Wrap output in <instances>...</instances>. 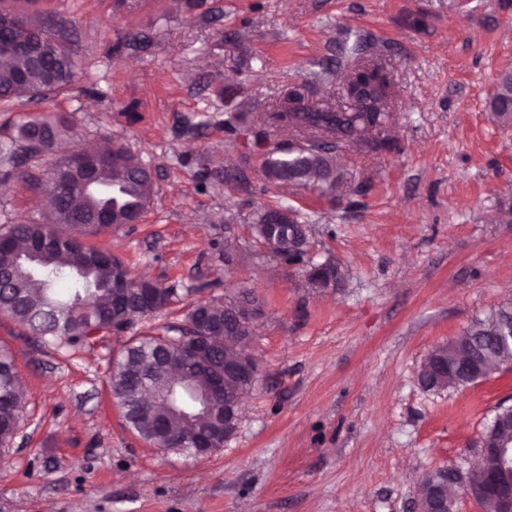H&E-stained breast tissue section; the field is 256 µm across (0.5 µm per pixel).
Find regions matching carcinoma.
<instances>
[{
  "label": "carcinoma",
  "mask_w": 512,
  "mask_h": 512,
  "mask_svg": "<svg viewBox=\"0 0 512 512\" xmlns=\"http://www.w3.org/2000/svg\"><path fill=\"white\" fill-rule=\"evenodd\" d=\"M17 17L36 36L46 57L45 64L34 66L23 54L0 55V102H29L49 99L66 91L77 80L73 46L76 21L50 13L32 14L26 8L0 6V25ZM389 79L383 66H363L349 81L346 95L351 106L337 110L325 103H310L297 89H291L268 119L275 124L284 119L306 135L310 147L293 159L274 149L265 164L266 179L283 183L293 169L291 183L334 195L342 189L341 176L333 157L315 143L332 139L335 143L356 140L376 148H389L390 142L377 138L388 120ZM512 72L496 81L487 107L497 118L512 123ZM69 118H52L41 112H28L16 124L8 142L0 143V154L18 171V178L32 186L54 181L70 166L86 164L99 183L115 189L112 197H99L75 185L52 197L50 222L28 221L0 229V314H5L27 329L44 344L75 345L87 341L96 330L106 336L132 327L169 305L175 289L160 287L153 304L138 306L140 289L145 284L129 266L112 252L88 246L83 238L107 232L142 215L154 197V181L148 168L121 142L106 152L109 163H96L89 152L74 146L65 156L52 158L40 175L22 171L32 158L51 155L63 139L76 140ZM130 275L128 288L118 297L112 291V261ZM258 305L248 289L231 302H214L202 310L201 336L211 337L207 363L192 361L185 355L184 329L175 336L144 335L131 337L119 355L112 359L109 384L114 403L123 411L129 429L151 444L164 445V451L186 454L196 447V431H210L218 437L233 435L237 421L232 406L244 400L254 387L239 379L224 383V397L203 401L215 375L224 365V356L234 348L224 344V328H232L241 339L254 330L239 320L241 305ZM512 309H494L475 320L458 341L460 348H436L448 360V373L441 385L464 387L512 365V346L495 344L494 331ZM22 411V395L10 352L0 349V444L10 441L17 431Z\"/></svg>",
  "instance_id": "cac0c4a2"
}]
</instances>
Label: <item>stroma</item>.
I'll list each match as a JSON object with an SVG mask.
<instances>
[{
  "instance_id": "35a3bbf8",
  "label": "stroma",
  "mask_w": 512,
  "mask_h": 512,
  "mask_svg": "<svg viewBox=\"0 0 512 512\" xmlns=\"http://www.w3.org/2000/svg\"><path fill=\"white\" fill-rule=\"evenodd\" d=\"M79 25V75L41 103L0 104V132L28 112L69 116L85 144L118 139L152 171L138 223L86 237L180 303L139 331L181 324L184 303L240 289L262 303L260 378L234 435L204 456L131 433L110 361L126 334L68 349L0 314L23 389L0 446V512H415L423 477L468 469L512 406V366L459 389H424L426 356L474 319L512 308V125L486 99L512 71V0H40ZM390 79L391 150L335 151L336 195L270 183L292 137L266 116L290 87L346 108L359 65ZM0 160V225L45 198ZM298 211L309 260L336 287L300 288L256 241L268 207Z\"/></svg>"
}]
</instances>
